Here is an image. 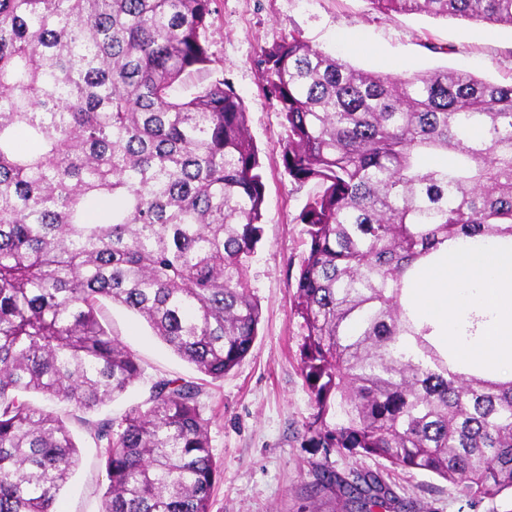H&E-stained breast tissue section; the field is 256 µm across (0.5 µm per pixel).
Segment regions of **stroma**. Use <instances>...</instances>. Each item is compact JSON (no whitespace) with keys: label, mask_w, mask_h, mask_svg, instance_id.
I'll use <instances>...</instances> for the list:
<instances>
[{"label":"stroma","mask_w":512,"mask_h":512,"mask_svg":"<svg viewBox=\"0 0 512 512\" xmlns=\"http://www.w3.org/2000/svg\"><path fill=\"white\" fill-rule=\"evenodd\" d=\"M205 38L212 77L225 80L242 99L250 138L260 152L265 183L263 235L246 276L261 307L259 334L250 353L224 378L211 379L177 356L146 323L123 308L108 310L112 327L137 357L145 376L104 407L121 416L148 395L153 379L182 377L202 383L210 449L223 475L211 496V512H354L320 490L317 473L379 476L400 512H512V494L477 500L459 485L420 471L397 468L377 457L324 451L303 426L313 400L299 365L303 328L294 313L295 276L306 253L298 216L316 193L285 172L279 145L284 120L261 89L255 65L262 49L295 35L354 68L392 73L448 68L481 79L512 83V26L376 11L369 0H213ZM363 34L365 48L336 43L339 32ZM82 462L59 495L56 512H100L106 474L99 450L81 435Z\"/></svg>","instance_id":"1"}]
</instances>
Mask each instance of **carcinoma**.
Returning <instances> with one entry per match:
<instances>
[{"mask_svg": "<svg viewBox=\"0 0 512 512\" xmlns=\"http://www.w3.org/2000/svg\"><path fill=\"white\" fill-rule=\"evenodd\" d=\"M381 12L512 25V0H371ZM211 0H0V512H55L83 413L102 512H210L220 477L200 384L152 381L123 417L87 415L144 369L105 317L116 304L214 380L260 323L244 265L265 186L243 101L209 79ZM288 136L285 172L319 192L294 313L321 447L512 491V380L456 370L405 296L441 245L512 242V84L435 69L358 70L291 35L256 60ZM451 162L431 168L427 154ZM320 487L391 508L322 471Z\"/></svg>", "mask_w": 512, "mask_h": 512, "instance_id": "1", "label": "carcinoma"}]
</instances>
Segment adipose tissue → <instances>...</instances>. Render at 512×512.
Listing matches in <instances>:
<instances>
[{
    "label": "adipose tissue",
    "mask_w": 512,
    "mask_h": 512,
    "mask_svg": "<svg viewBox=\"0 0 512 512\" xmlns=\"http://www.w3.org/2000/svg\"><path fill=\"white\" fill-rule=\"evenodd\" d=\"M423 320L434 328L438 346H454L459 360H485L512 374V248L489 250L476 244L440 250L422 268L409 290ZM492 316L481 339L461 338L469 314Z\"/></svg>",
    "instance_id": "1"
}]
</instances>
